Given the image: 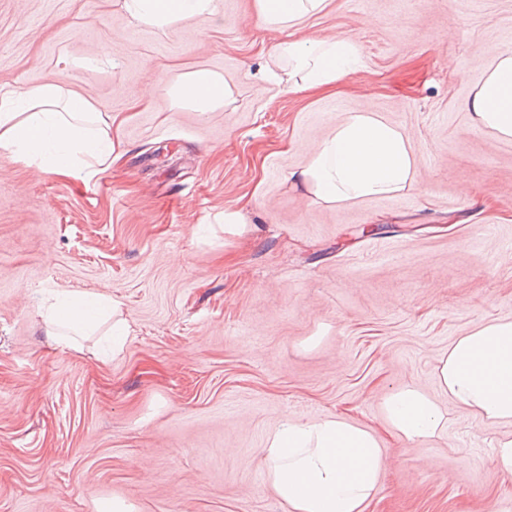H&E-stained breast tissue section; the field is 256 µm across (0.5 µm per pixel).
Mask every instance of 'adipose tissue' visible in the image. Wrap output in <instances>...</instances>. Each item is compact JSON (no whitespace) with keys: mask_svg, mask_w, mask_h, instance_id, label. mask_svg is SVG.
Returning a JSON list of instances; mask_svg holds the SVG:
<instances>
[{"mask_svg":"<svg viewBox=\"0 0 512 512\" xmlns=\"http://www.w3.org/2000/svg\"><path fill=\"white\" fill-rule=\"evenodd\" d=\"M326 0H255L260 22L271 29L296 28ZM139 24L164 28L186 20L205 22L217 12V0H124ZM301 82L289 91L336 84L359 54L355 41L310 38L281 43ZM492 64L466 103L474 121L512 139V51L490 48ZM174 97L196 112L222 104L224 82L206 69L186 74L172 88ZM112 125L92 101L60 82L18 88L0 94V155L38 172H56L82 181L110 167ZM417 158L404 133L380 116L355 112L315 150L297 181L311 186L325 202H345L399 194L414 182ZM112 299L96 296L80 302L55 298L40 313L43 329L57 345L79 352L104 317L127 331ZM449 396L488 425L512 424V321L497 320L455 337L435 368ZM387 425L401 438L427 441L444 432L448 419L418 387L406 385L382 399ZM263 453L276 495L291 512H364L380 477L381 439L373 429L343 416L308 423L285 422L270 435Z\"/></svg>","mask_w":512,"mask_h":512,"instance_id":"ef3b65f1","label":"adipose tissue"}]
</instances>
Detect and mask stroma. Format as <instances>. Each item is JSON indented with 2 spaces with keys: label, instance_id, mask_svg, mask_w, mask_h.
<instances>
[{
  "label": "stroma",
  "instance_id": "35a3bbf8",
  "mask_svg": "<svg viewBox=\"0 0 512 512\" xmlns=\"http://www.w3.org/2000/svg\"><path fill=\"white\" fill-rule=\"evenodd\" d=\"M298 35L352 39L359 58L288 93V35L254 0H219L192 35L122 0H0V93L72 85L111 116L118 154L89 182L0 157V512H290L265 441L338 414L383 437L365 512H512L499 428L435 376L456 336L512 320V140L465 108L487 48L512 50V0H327ZM198 68L229 88L216 111L168 92ZM354 112L408 137L409 190L336 204L291 179ZM52 291L119 301L122 349L58 346ZM406 384L447 411L442 438L389 430L382 397Z\"/></svg>",
  "mask_w": 512,
  "mask_h": 512
}]
</instances>
